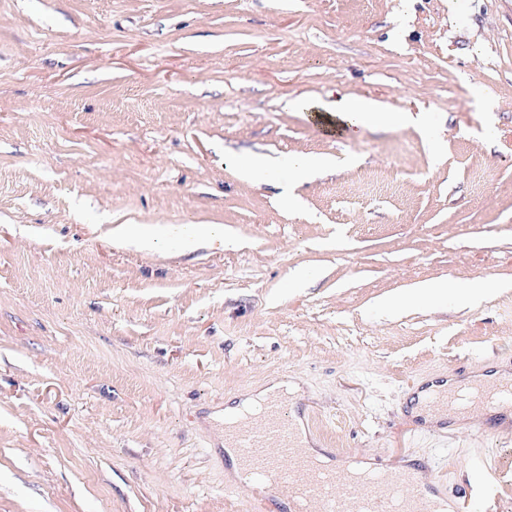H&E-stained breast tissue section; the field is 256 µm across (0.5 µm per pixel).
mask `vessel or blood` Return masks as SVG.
I'll list each match as a JSON object with an SVG mask.
<instances>
[{
  "instance_id": "vessel-or-blood-1",
  "label": "vessel or blood",
  "mask_w": 512,
  "mask_h": 512,
  "mask_svg": "<svg viewBox=\"0 0 512 512\" xmlns=\"http://www.w3.org/2000/svg\"><path fill=\"white\" fill-rule=\"evenodd\" d=\"M424 406L438 412H464L471 407L485 413L512 406V378L480 381L466 391L440 380L428 386ZM225 437L236 448L243 470L270 485L275 499L318 502L323 512H442L446 495L438 486L422 482L415 470L371 471L367 477L342 469H326L297 443L288 405L268 399L229 426Z\"/></svg>"
}]
</instances>
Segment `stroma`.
I'll return each mask as SVG.
<instances>
[{
	"label": "stroma",
	"mask_w": 512,
	"mask_h": 512,
	"mask_svg": "<svg viewBox=\"0 0 512 512\" xmlns=\"http://www.w3.org/2000/svg\"><path fill=\"white\" fill-rule=\"evenodd\" d=\"M359 97L426 123L328 133ZM252 154L335 165L292 204ZM466 364L512 367V0H0V512H280L220 421L273 379L330 459L512 512V425L405 415ZM418 294L422 296H426L428 298H446L448 297V293L453 294H463L467 297H476L482 291L483 285L480 283H475L469 285L465 290L458 291L452 288L448 282L440 281V282H430L423 284L418 287Z\"/></svg>",
	"instance_id": "35a3bbf8"
}]
</instances>
